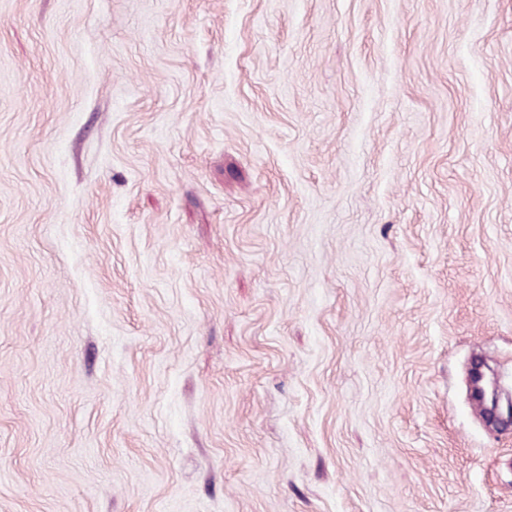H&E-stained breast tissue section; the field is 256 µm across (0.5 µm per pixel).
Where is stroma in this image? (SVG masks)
Returning a JSON list of instances; mask_svg holds the SVG:
<instances>
[{
	"label": "stroma",
	"mask_w": 512,
	"mask_h": 512,
	"mask_svg": "<svg viewBox=\"0 0 512 512\" xmlns=\"http://www.w3.org/2000/svg\"><path fill=\"white\" fill-rule=\"evenodd\" d=\"M512 0H0V512H512ZM469 380L470 394L482 405L488 422L512 426V397L502 396L495 372L484 362L476 361L470 368Z\"/></svg>",
	"instance_id": "1"
}]
</instances>
